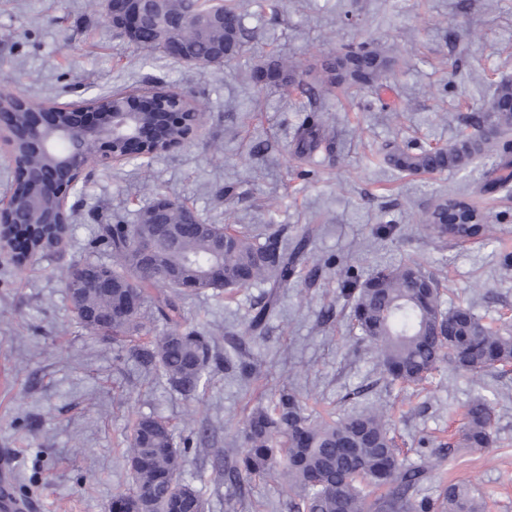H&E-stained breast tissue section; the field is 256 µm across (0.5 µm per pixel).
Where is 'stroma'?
Returning <instances> with one entry per match:
<instances>
[{"instance_id": "obj_1", "label": "stroma", "mask_w": 512, "mask_h": 512, "mask_svg": "<svg viewBox=\"0 0 512 512\" xmlns=\"http://www.w3.org/2000/svg\"><path fill=\"white\" fill-rule=\"evenodd\" d=\"M250 32L241 52L195 66L119 38L99 0H0V87L59 106L146 89L161 81L191 96L201 131L150 164L94 163L75 204L63 256L19 268L0 254V455L26 512H108L132 477L124 459L136 419L153 415L177 438H192L182 477L205 512H228L224 452L241 419L281 386H295L318 412L376 405L390 416L400 456H435L427 489L476 485L487 512H512V365L477 377L448 365L422 388H386L372 349L350 332L340 296L350 275L410 256L436 274L443 305H472L493 326L512 323V196L480 193L473 173L399 174L380 167L387 142L447 145L462 116L481 109L512 79V0H244ZM369 41L389 50L393 69L379 87L336 95L321 116L335 145L310 168L291 154L294 129L313 107L253 80L272 57H311ZM462 194L486 213L495 244L433 241L420 216L440 195ZM165 197L187 202L204 224L321 225L310 263L279 289L266 335L245 329L266 290L241 289L183 303L190 324L217 336L226 358L205 391L186 397L130 358L110 335L86 329L67 295L69 268L91 254L97 225L131 224ZM494 406L499 440L487 453L440 454L454 441L465 404Z\"/></svg>"}]
</instances>
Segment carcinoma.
Segmentation results:
<instances>
[{
	"label": "carcinoma",
	"mask_w": 512,
	"mask_h": 512,
	"mask_svg": "<svg viewBox=\"0 0 512 512\" xmlns=\"http://www.w3.org/2000/svg\"><path fill=\"white\" fill-rule=\"evenodd\" d=\"M214 20L205 31L176 27L187 14ZM170 30L182 33L189 53L208 58L224 51V60L236 56L244 44L245 28L238 7L226 0H172L164 11ZM156 23L148 13L132 41L154 50ZM390 69V60L376 45L360 42L346 46L301 69L286 62L269 64L255 80L294 91L321 102L339 89L374 87ZM462 133L448 146L389 144L384 161L409 175L463 171L476 156L491 148L496 156L480 173V192L512 191V81L497 85L480 111L468 116ZM325 140L322 118L305 119L293 136L291 153L306 163ZM442 200L425 212L423 229L432 239L448 240L444 225L436 223ZM151 224H102L98 242L112 262L88 259L67 273L71 305L93 316L79 321L88 329L105 331L116 341H134L146 325L163 322L170 330L147 346L131 352L152 366L175 389L194 395L206 389L213 370L224 359L213 336L195 326L182 325L183 295L222 290L228 299L235 291L263 284L283 288L307 262L316 228L305 226L293 238L282 229L260 236L248 225L210 224L184 235L185 214L179 208L155 206ZM476 220L459 241L487 243L493 226L473 209ZM224 245L222 282L209 274L217 248ZM148 252L150 263L140 259ZM439 280L414 259L379 265L366 279L345 290L350 304V326L358 331L375 355L376 369L389 383L420 385L440 364L477 376L512 364V332L493 328L468 305L442 307ZM275 304L269 298L249 318L246 333L265 334ZM494 408L482 395L465 406L459 440L448 445L481 451L494 447ZM189 440L177 442L168 423L160 418L139 417L130 435L127 459L133 487L112 499V512H140L138 500H149L152 512H174L177 501L205 508L200 490L190 484L174 486L179 478ZM434 465L419 457L412 463L399 458L391 423L383 412H354L345 417L323 416L294 387L284 386L267 405L254 407L245 417L240 450L224 469V485L231 489L229 509L242 503L244 483L253 478H272L288 494L289 512H486L481 491L471 483L444 486L436 499L421 496L433 478Z\"/></svg>",
	"instance_id": "1"
}]
</instances>
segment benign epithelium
Wrapping results in <instances>:
<instances>
[{"instance_id": "benign-epithelium-1", "label": "benign epithelium", "mask_w": 512, "mask_h": 512, "mask_svg": "<svg viewBox=\"0 0 512 512\" xmlns=\"http://www.w3.org/2000/svg\"><path fill=\"white\" fill-rule=\"evenodd\" d=\"M144 2L102 0L119 37H127L140 25ZM167 98L178 103L190 101L188 95L174 89H152L121 93L123 104L110 111L87 105L34 106L20 131L7 125L0 113V138L11 145L21 136L30 151L50 162L47 170L25 173L36 187L26 206L33 220L23 214L12 215L13 188L0 195V217H7V225L0 226V252L11 251L19 265L52 251L63 252L66 233L59 226V209L67 203L74 175L82 170L88 155L107 164H121L145 155L148 146L157 141L160 128H183L187 139L195 135L201 126L200 114L177 105L168 108Z\"/></svg>"}]
</instances>
